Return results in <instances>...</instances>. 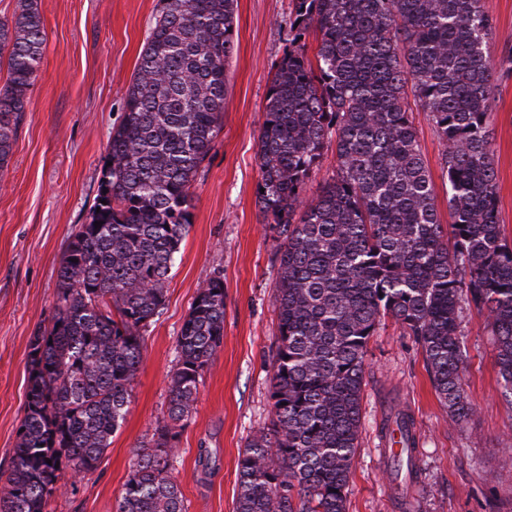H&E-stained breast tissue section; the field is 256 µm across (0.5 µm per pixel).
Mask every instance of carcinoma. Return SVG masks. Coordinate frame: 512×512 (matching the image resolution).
<instances>
[{
  "mask_svg": "<svg viewBox=\"0 0 512 512\" xmlns=\"http://www.w3.org/2000/svg\"><path fill=\"white\" fill-rule=\"evenodd\" d=\"M292 5L257 138V203L277 241L274 418L239 456L236 512H346L367 345L386 317L419 338L434 388L460 423L474 414L460 342L463 303H473L491 327L512 398V246L498 224L493 24L483 0ZM234 13V0H160L89 222L64 252L50 324L29 341L24 416L0 512H45L61 469H96L126 419L143 333L165 304L192 224V188L221 127ZM311 29L312 59L303 42ZM43 52L38 0H20L13 21L0 19V169ZM410 97L443 147L447 230ZM330 143L336 171L307 198L304 185ZM223 339L224 281L213 277L177 336L167 416L136 454L116 512H186L174 460ZM396 426L405 448L397 470L411 475L412 420L398 417Z\"/></svg>",
  "mask_w": 512,
  "mask_h": 512,
  "instance_id": "obj_1",
  "label": "carcinoma"
}]
</instances>
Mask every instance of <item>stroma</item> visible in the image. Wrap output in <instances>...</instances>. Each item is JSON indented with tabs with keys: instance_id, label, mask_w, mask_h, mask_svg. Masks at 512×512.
<instances>
[{
	"instance_id": "stroma-1",
	"label": "stroma",
	"mask_w": 512,
	"mask_h": 512,
	"mask_svg": "<svg viewBox=\"0 0 512 512\" xmlns=\"http://www.w3.org/2000/svg\"><path fill=\"white\" fill-rule=\"evenodd\" d=\"M484 8L497 65L512 51V0H484ZM158 9L159 0H40L43 59L0 170L1 473L10 468L24 415L29 338L50 323L62 256L74 229L89 220L109 135ZM291 10V0H236L222 128L193 187L192 224L169 274L165 308L146 333L126 420L97 468L67 477L47 512H115L141 442L167 411L181 326L199 286L216 276L224 281V339L181 433L173 475L187 512H235L239 456L273 418L277 265L256 202L257 136ZM413 123L445 224L442 148L421 108ZM491 128L498 219L512 244V74L496 79ZM462 333L474 414L459 424L432 385L417 337L388 318L370 339L346 512H512V400L474 307L464 309ZM400 410L414 422L417 474L396 489L382 427Z\"/></svg>"
}]
</instances>
